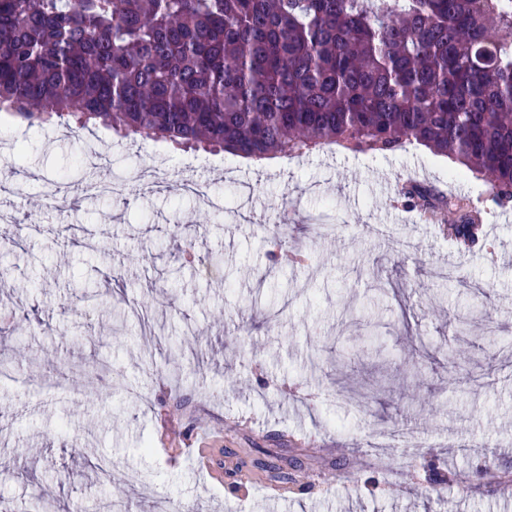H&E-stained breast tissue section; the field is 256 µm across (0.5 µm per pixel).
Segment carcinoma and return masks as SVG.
<instances>
[{"mask_svg":"<svg viewBox=\"0 0 512 512\" xmlns=\"http://www.w3.org/2000/svg\"><path fill=\"white\" fill-rule=\"evenodd\" d=\"M247 158L417 143L512 186V0H0V117ZM405 205L472 244L469 198Z\"/></svg>","mask_w":512,"mask_h":512,"instance_id":"carcinoma-1","label":"carcinoma"}]
</instances>
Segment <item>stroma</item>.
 Listing matches in <instances>:
<instances>
[{
  "label": "stroma",
  "instance_id": "1",
  "mask_svg": "<svg viewBox=\"0 0 512 512\" xmlns=\"http://www.w3.org/2000/svg\"><path fill=\"white\" fill-rule=\"evenodd\" d=\"M450 167L414 145L257 164L100 125L0 120V212L16 217L0 223V355L25 351L0 385V512L33 494L47 512H101L104 459L124 481L112 512H512V487L480 478L491 464L512 472V205ZM118 168L157 191L83 196ZM186 179L225 210L177 194ZM408 182L468 196L477 241L396 205ZM284 205L307 265L270 243ZM115 303L128 314L116 334ZM455 351L469 355L461 391L448 384ZM339 354L361 359L352 386L402 378L412 360L420 385L397 405L338 395L326 362ZM204 448L229 465L260 451L316 480L273 490L216 476Z\"/></svg>",
  "mask_w": 512,
  "mask_h": 512
}]
</instances>
